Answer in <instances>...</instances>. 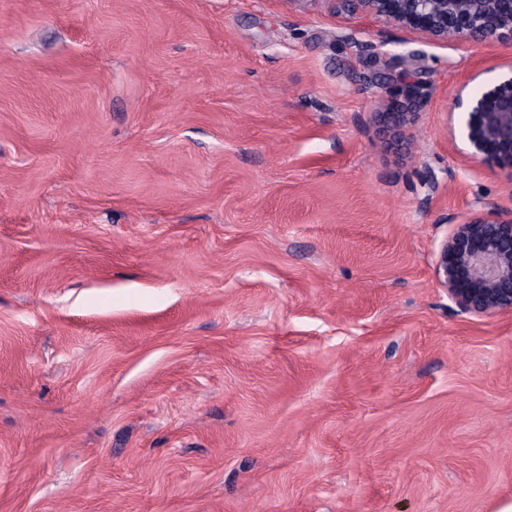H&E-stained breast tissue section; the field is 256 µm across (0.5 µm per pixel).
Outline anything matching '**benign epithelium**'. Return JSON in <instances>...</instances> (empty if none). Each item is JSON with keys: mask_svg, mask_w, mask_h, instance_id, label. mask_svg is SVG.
<instances>
[{"mask_svg": "<svg viewBox=\"0 0 512 512\" xmlns=\"http://www.w3.org/2000/svg\"><path fill=\"white\" fill-rule=\"evenodd\" d=\"M348 14L374 16L397 29L434 41L461 40L473 46L512 38V0H331ZM396 112L387 113L395 130L416 125L424 100L403 91ZM451 111L458 112L463 153L471 160L512 175V72L476 92L458 89ZM437 283L461 311L490 317L512 311V212L482 209L463 218L435 253Z\"/></svg>", "mask_w": 512, "mask_h": 512, "instance_id": "1", "label": "benign epithelium"}]
</instances>
